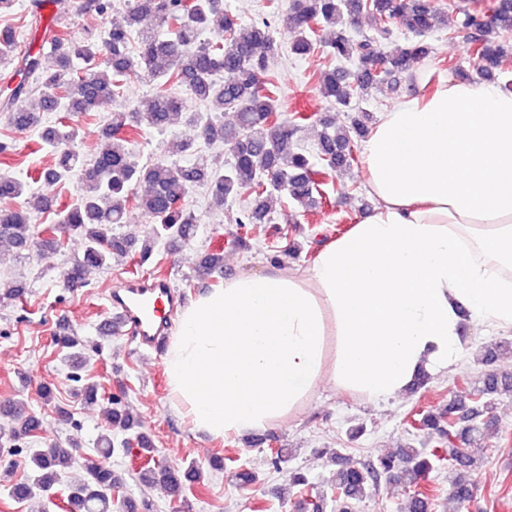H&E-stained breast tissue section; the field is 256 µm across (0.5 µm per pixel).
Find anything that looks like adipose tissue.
<instances>
[{
  "mask_svg": "<svg viewBox=\"0 0 512 512\" xmlns=\"http://www.w3.org/2000/svg\"><path fill=\"white\" fill-rule=\"evenodd\" d=\"M363 159L373 209L305 274L182 309L164 366L195 429H267L326 380L385 401L458 360L463 320L512 330V92L439 80L379 113Z\"/></svg>",
  "mask_w": 512,
  "mask_h": 512,
  "instance_id": "1",
  "label": "adipose tissue"
}]
</instances>
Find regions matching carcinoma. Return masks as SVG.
I'll return each instance as SVG.
<instances>
[{
	"label": "carcinoma",
	"mask_w": 512,
	"mask_h": 512,
	"mask_svg": "<svg viewBox=\"0 0 512 512\" xmlns=\"http://www.w3.org/2000/svg\"><path fill=\"white\" fill-rule=\"evenodd\" d=\"M42 8L43 0H30L31 24L43 28L42 42L52 46L49 61L42 50L34 48V42H22L13 26L0 25V63L13 65L14 72L25 77L35 76L32 86L24 79L6 86L0 110L9 113L18 129H38L42 148L52 153L54 163L31 171L27 182L0 176V202L27 197L26 204L18 208L0 209V246L20 258L25 252H56L67 238L80 237L82 255L65 273L71 285L83 282L91 269L110 268L116 257L136 252L144 263L162 241H192L199 218L183 200L196 184L206 185L222 201L250 191L252 204L235 218L244 228L269 223L275 193L304 213L312 211L323 199L316 177L355 162L353 137L368 131L366 110L359 111L349 130L336 128L330 118L321 119L316 153L293 147V137L308 116L281 117L278 86L270 69L276 47L265 20L243 23L224 7V0H128L122 21L112 23L100 42L91 36L72 38L58 30L55 22L42 25ZM288 9L294 20L289 33L292 55L302 58L315 50L317 25L331 34L325 41L327 57L354 61L352 70L334 66L322 70L318 78L321 97L344 108L379 84L399 88L412 64L431 53L422 37L444 21L432 0H288ZM75 10L108 18L114 0H79ZM356 16L367 18L385 36L398 23L415 39L385 56L375 41L351 35L348 21ZM146 18L155 19L168 35L162 38L153 31L139 30V48L134 54L130 36ZM457 29L468 34L481 78L492 80L508 69L512 49L500 36L512 33V0H476L474 7L459 10ZM79 61L87 69H79ZM131 79L154 82L157 87L143 108L108 118L102 130L105 145L91 162H85L74 118L102 111ZM190 99L208 104L210 111L192 109ZM61 101L66 121L41 126L40 113ZM226 111L234 113L231 124L221 120ZM177 124L194 128L205 140L223 142L231 158L229 165L190 161L195 155L190 139L173 140L164 158L140 163L132 148L138 130L145 126L164 134ZM76 172V197L59 209L57 221L42 228L33 224L32 212L47 209L48 200L29 193V182L57 183ZM131 209L139 210L150 224L139 249L135 237L116 231L127 222ZM198 268L205 275L220 273L223 256L208 253ZM23 292L20 282L0 283V301H15ZM56 343L67 350L73 368L85 363L84 341L73 331L59 333ZM503 394L512 395V373L489 374L467 397L448 404L439 415L427 412L413 419L411 426L428 431L434 448L407 447L397 456L337 470L328 483L336 500L343 503V512H348L351 502L365 497L383 475L410 489L404 512H431L435 493L425 479L444 460L457 470L475 466L476 456L467 446L496 430L495 420L481 417V409ZM0 416L13 421L8 430L0 427V448L14 447L21 437L37 444L28 453L27 474L6 485V495L17 504L45 505L63 475L78 465L85 478L69 487L64 498L68 512H112V493L124 487L125 478L107 459L116 448L130 447L132 440L144 454L154 451L152 442L135 431L138 421L119 399L107 400L109 429L98 434L94 453L81 457L72 452L75 444L71 442L40 443L42 419L24 402H1ZM199 479L200 471L193 463L178 469L157 466L140 473L142 483H163L173 498L181 496L186 484ZM451 495L461 504L470 502V480L457 477Z\"/></svg>",
	"instance_id": "cac0c4a2"
}]
</instances>
